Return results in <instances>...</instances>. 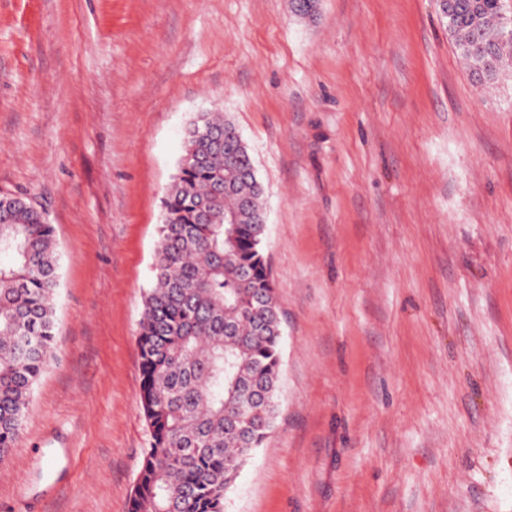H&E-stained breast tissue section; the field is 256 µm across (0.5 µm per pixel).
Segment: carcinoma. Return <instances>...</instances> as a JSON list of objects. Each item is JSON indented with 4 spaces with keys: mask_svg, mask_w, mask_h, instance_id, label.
I'll return each mask as SVG.
<instances>
[{
    "mask_svg": "<svg viewBox=\"0 0 512 512\" xmlns=\"http://www.w3.org/2000/svg\"><path fill=\"white\" fill-rule=\"evenodd\" d=\"M477 80L512 59L501 0L439 5ZM263 188L230 120L200 112L162 201L155 285L139 321L140 404L150 448L127 512H224L240 469L275 428L281 307L265 255ZM235 217L236 223H227ZM43 210L0 195V461L16 448L34 386L52 356L58 258Z\"/></svg>",
    "mask_w": 512,
    "mask_h": 512,
    "instance_id": "carcinoma-1",
    "label": "carcinoma"
}]
</instances>
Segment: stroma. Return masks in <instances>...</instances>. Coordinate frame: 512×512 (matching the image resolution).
Returning <instances> with one entry per match:
<instances>
[{
    "label": "stroma",
    "instance_id": "stroma-1",
    "mask_svg": "<svg viewBox=\"0 0 512 512\" xmlns=\"http://www.w3.org/2000/svg\"><path fill=\"white\" fill-rule=\"evenodd\" d=\"M253 155L280 415L224 512H512V67L436 0H0V193L55 228V354L0 512H126L137 349L195 113Z\"/></svg>",
    "mask_w": 512,
    "mask_h": 512
}]
</instances>
